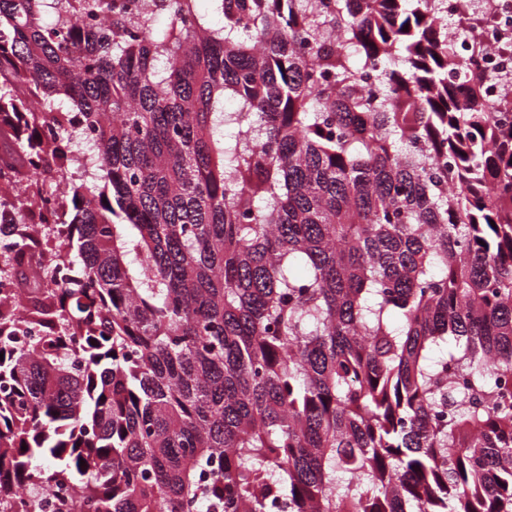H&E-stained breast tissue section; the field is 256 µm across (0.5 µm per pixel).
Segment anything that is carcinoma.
<instances>
[{"label":"carcinoma","instance_id":"carcinoma-1","mask_svg":"<svg viewBox=\"0 0 512 512\" xmlns=\"http://www.w3.org/2000/svg\"><path fill=\"white\" fill-rule=\"evenodd\" d=\"M158 2L0 0V512H512L481 23L461 51L437 0Z\"/></svg>","mask_w":512,"mask_h":512}]
</instances>
